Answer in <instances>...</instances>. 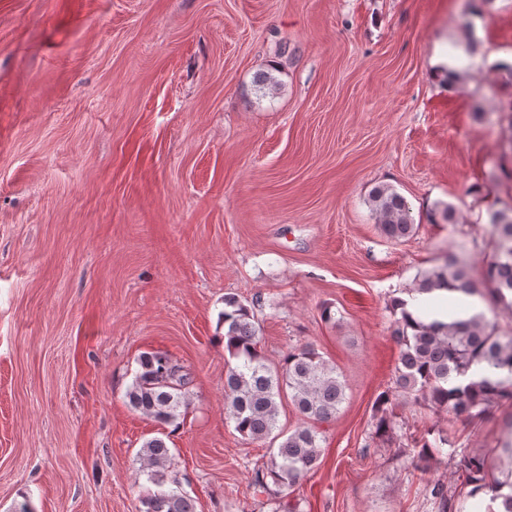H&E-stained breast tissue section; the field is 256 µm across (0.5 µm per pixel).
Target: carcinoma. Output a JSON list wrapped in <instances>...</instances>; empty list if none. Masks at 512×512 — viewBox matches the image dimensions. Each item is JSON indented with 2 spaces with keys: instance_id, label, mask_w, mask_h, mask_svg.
<instances>
[{
  "instance_id": "carcinoma-1",
  "label": "carcinoma",
  "mask_w": 512,
  "mask_h": 512,
  "mask_svg": "<svg viewBox=\"0 0 512 512\" xmlns=\"http://www.w3.org/2000/svg\"><path fill=\"white\" fill-rule=\"evenodd\" d=\"M367 202L383 235L402 242L418 229L406 198L396 189L380 185ZM431 224L457 227L450 204L427 212ZM492 252L484 265L482 285L470 275L454 254L421 273L409 299L392 302L393 337L400 347L393 387L382 391L375 402V433L393 428L388 404L394 395L435 410H446L468 423L481 420L494 407L512 405V330L505 331L481 311L466 319L426 321L407 309L408 301L438 292L466 297L485 295L489 310L503 305L512 309V213L497 211L490 227ZM224 350L229 355L224 377V410L241 437L278 443L270 449L266 466L254 471L251 485L259 493L281 494L299 484L320 464L321 433L314 426H299L288 434L278 430V399L288 392L298 413L306 420L325 421L345 401V381L336 366L309 346L291 351L279 369L272 368L259 351L261 328L250 305L224 298ZM140 369L126 391L129 405L141 415L161 424H171L187 407L188 373L163 351L146 352ZM459 459L467 483L496 492L512 489V466L498 476L487 473L484 457L451 441L442 431L429 429L421 438L418 459ZM141 471L155 490L144 499L145 512H195L193 500L171 474L172 454L164 439L154 437L139 452ZM426 493L439 501L442 512H462L465 502H455L443 484L426 485ZM504 512H512V492L502 497Z\"/></svg>"
}]
</instances>
